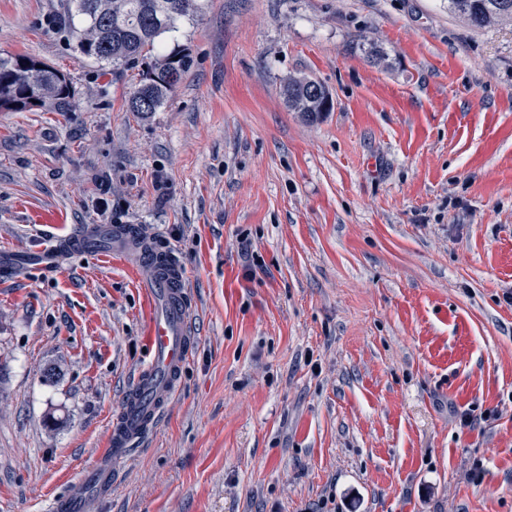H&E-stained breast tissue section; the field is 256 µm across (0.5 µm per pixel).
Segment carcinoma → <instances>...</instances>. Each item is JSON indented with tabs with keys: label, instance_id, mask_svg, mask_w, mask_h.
Returning <instances> with one entry per match:
<instances>
[{
	"label": "carcinoma",
	"instance_id": "1",
	"mask_svg": "<svg viewBox=\"0 0 512 512\" xmlns=\"http://www.w3.org/2000/svg\"><path fill=\"white\" fill-rule=\"evenodd\" d=\"M202 10L199 0H67L66 22L75 35V49L95 63L134 69L154 51L157 40L176 23ZM448 11L468 15L476 29L512 21V0H448ZM190 56L173 50L153 61L145 79L128 100V110L147 115L168 100L190 67ZM288 105L305 120L324 115V97L312 85L286 83ZM76 95L70 78L29 56L0 57V109L47 108L69 112Z\"/></svg>",
	"mask_w": 512,
	"mask_h": 512
}]
</instances>
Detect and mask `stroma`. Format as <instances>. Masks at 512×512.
I'll list each match as a JSON object with an SVG mask.
<instances>
[{
  "mask_svg": "<svg viewBox=\"0 0 512 512\" xmlns=\"http://www.w3.org/2000/svg\"><path fill=\"white\" fill-rule=\"evenodd\" d=\"M63 11L0 0V55L77 89L0 111V265L139 225L186 271L196 338L99 512H512V22L205 0L162 37L191 64L143 117L141 69L80 57ZM290 78L331 112L290 110ZM141 332L111 255L0 269V512H43L105 447Z\"/></svg>",
  "mask_w": 512,
  "mask_h": 512,
  "instance_id": "1",
  "label": "stroma"
}]
</instances>
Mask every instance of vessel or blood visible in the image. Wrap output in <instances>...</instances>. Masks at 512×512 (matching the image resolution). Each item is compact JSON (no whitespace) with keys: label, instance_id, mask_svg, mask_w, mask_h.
I'll use <instances>...</instances> for the list:
<instances>
[{"label":"vessel or blood","instance_id":"obj_1","mask_svg":"<svg viewBox=\"0 0 512 512\" xmlns=\"http://www.w3.org/2000/svg\"><path fill=\"white\" fill-rule=\"evenodd\" d=\"M111 238L112 253L130 272L146 267L141 282L143 342L147 359L137 373L118 415L113 419L106 448L97 453L84 473L64 495L54 497L48 512H97L112 493L113 468L127 457L132 444L157 428L189 358L193 336L187 277L170 254H157L136 245L132 235L90 225L70 240L72 253L93 250L102 238Z\"/></svg>","mask_w":512,"mask_h":512}]
</instances>
